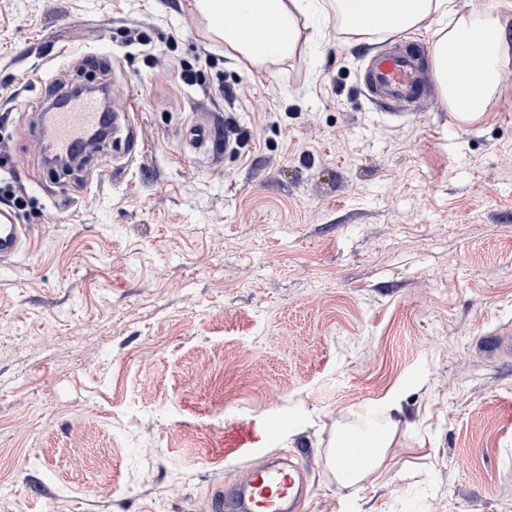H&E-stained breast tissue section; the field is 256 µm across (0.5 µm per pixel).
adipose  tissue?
<instances>
[{
    "label": "adipose tissue",
    "instance_id": "1",
    "mask_svg": "<svg viewBox=\"0 0 512 512\" xmlns=\"http://www.w3.org/2000/svg\"><path fill=\"white\" fill-rule=\"evenodd\" d=\"M195 4L225 44L255 63L290 56L298 44L299 20L311 9L308 0H195ZM334 7L345 30L357 37L392 36L439 23L432 56L445 105L469 119L486 111L499 87L504 39L498 23L501 0L459 18L453 0H335ZM244 15L263 22L269 36L247 35L237 24ZM467 54L477 64L462 74L457 60Z\"/></svg>",
    "mask_w": 512,
    "mask_h": 512
}]
</instances>
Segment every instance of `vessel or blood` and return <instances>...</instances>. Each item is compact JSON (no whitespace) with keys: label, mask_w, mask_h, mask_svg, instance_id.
Masks as SVG:
<instances>
[{"label":"vessel or blood","mask_w":512,"mask_h":512,"mask_svg":"<svg viewBox=\"0 0 512 512\" xmlns=\"http://www.w3.org/2000/svg\"><path fill=\"white\" fill-rule=\"evenodd\" d=\"M363 85L374 100L397 106L419 101L429 92L428 82L418 59L402 52L372 57L363 73ZM50 107L40 112L32 127L41 149L58 154L72 152L91 130L121 135L122 156L133 161L142 153L144 143L137 130V113L131 99L105 109L95 95L67 97L58 89L45 95ZM26 225L20 224L15 211L0 206V263H6L23 249ZM372 440L347 435L342 439L338 463L348 474L368 460ZM303 480L300 472L273 463L257 461L248 465L242 482L219 488L211 498V512H300Z\"/></svg>","instance_id":"obj_1"}]
</instances>
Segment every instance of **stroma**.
Wrapping results in <instances>:
<instances>
[{
	"mask_svg": "<svg viewBox=\"0 0 512 512\" xmlns=\"http://www.w3.org/2000/svg\"><path fill=\"white\" fill-rule=\"evenodd\" d=\"M331 2L257 64L194 0H0V137L33 199L0 268V512H210L276 456L305 512H512V357L484 348L512 326V9L498 94L465 121L363 86L394 46L431 65L434 27L361 39ZM85 54L146 148L48 174L31 104L91 79ZM389 397L381 468L342 486L337 435Z\"/></svg>",
	"mask_w": 512,
	"mask_h": 512,
	"instance_id": "1",
	"label": "stroma"
}]
</instances>
